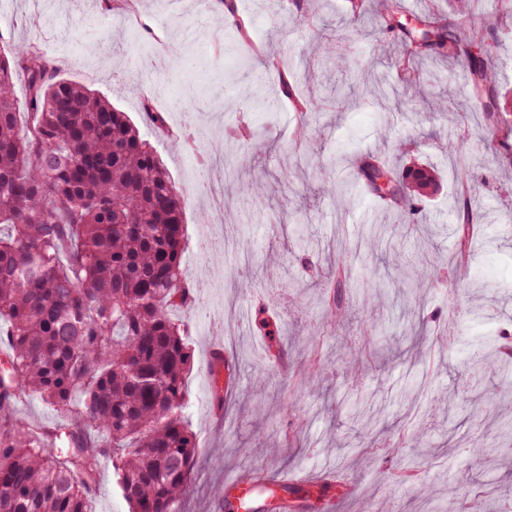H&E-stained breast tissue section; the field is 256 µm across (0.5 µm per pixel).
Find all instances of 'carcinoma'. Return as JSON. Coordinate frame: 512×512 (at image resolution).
I'll list each match as a JSON object with an SVG mask.
<instances>
[{
	"mask_svg": "<svg viewBox=\"0 0 512 512\" xmlns=\"http://www.w3.org/2000/svg\"><path fill=\"white\" fill-rule=\"evenodd\" d=\"M413 18L404 0H380L377 23L400 43L406 68L455 50L466 71L467 92L493 127L501 102L486 48L498 27L484 22L462 33L461 24L427 0ZM414 23H409L408 19ZM27 83L25 102L13 97L14 80ZM283 93L303 116L322 103L301 101L288 77ZM476 146L459 136L448 142L461 182L470 183L466 156ZM357 189L380 199L407 228L427 220L428 189L438 172L411 183L379 154L351 158ZM340 209L356 195L323 181ZM457 253L470 257L474 235L471 190L455 201ZM183 203L159 157L126 113L105 95L62 75V65L38 45L0 49V512H92L101 463L109 459L131 512H181L199 448L181 412L192 358L185 321L192 286L181 266ZM413 267L404 287L434 288L460 267ZM347 262L329 279L325 319L346 316ZM499 331L471 348L472 379L488 371L509 377L512 364L494 358ZM39 396L61 413L53 429L20 426L22 395ZM69 437L62 455L56 438ZM512 453V422L496 446L475 448L483 464ZM486 489L460 505L453 488L446 512H487Z\"/></svg>",
	"mask_w": 512,
	"mask_h": 512,
	"instance_id": "carcinoma-1",
	"label": "carcinoma"
}]
</instances>
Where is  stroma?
I'll return each instance as SVG.
<instances>
[{"instance_id":"stroma-1","label":"stroma","mask_w":512,"mask_h":512,"mask_svg":"<svg viewBox=\"0 0 512 512\" xmlns=\"http://www.w3.org/2000/svg\"><path fill=\"white\" fill-rule=\"evenodd\" d=\"M248 26L250 42L237 46L236 31L221 0H129L120 10L102 0H0V44H36L66 64V76L111 98L128 112L170 171L185 205L187 245L182 264L194 288L196 304L186 314L187 341L193 363L186 381L184 416L200 450L191 478L185 512H225L219 496L228 477L250 470L265 477L305 480L311 485L306 512H422L409 483L390 474L398 458L375 451L378 443L403 439L408 454L422 457V481L434 500L455 489L460 502L479 491L486 478L465 466L475 443L496 442L493 421H474L469 410L483 402L480 393L462 400L463 366L474 339L499 329L512 332V172L494 161L501 135L512 132V108L498 130H487L477 103L468 99L460 60L429 62L415 79L402 83L394 49H380L381 33L373 19L355 20L348 0H318L315 16H300L289 0H235ZM498 24L501 36L493 50L503 91L512 90V0H477L467 24ZM352 55L345 66L323 64L338 47ZM280 56L298 75L302 93L321 97L323 112L314 115L306 140H299L301 118L289 105L270 111L246 98L244 85L262 98L280 94L275 70L264 50ZM150 55L151 69L140 60ZM378 57L369 81L404 84L405 97L437 101L447 83L457 95L445 113L382 114L358 98L355 68ZM165 117L163 128L145 126L144 103ZM256 128L264 142L254 152L240 142L247 157L245 178H260L267 198L248 205L237 193H225L217 222L211 188L224 182V131ZM465 133L481 150L473 162L471 185L480 213L479 243L464 281L418 295L398 297L392 289L408 277L393 251L426 264L452 260L456 222L448 198L458 189L456 165L445 145ZM335 178L350 176L338 167L341 153L371 151L399 163L401 170L434 167L442 188L428 205V223L418 234L397 229L394 250L362 241V214L380 224L396 225L392 213L367 197L346 210L323 192L321 182L304 170L307 150ZM232 239L223 256L208 253L211 243ZM318 247L319 263L330 268L337 255L351 262L353 288L346 301L351 320L329 328L317 342L307 335L323 321L328 291L296 260L300 239ZM247 264L251 287L236 288L231 270ZM382 284L386 292L358 296L356 284ZM269 298L277 341L288 355L281 368L268 355V340L239 320L242 304ZM442 312L455 318L458 342L426 330L421 315ZM385 324L386 335L365 342V323ZM363 348L355 369L341 359L343 347ZM233 357V385L216 383L211 350ZM433 374L427 426L413 430L397 399L418 364ZM94 512H128L111 461H103L92 496Z\"/></svg>"}]
</instances>
